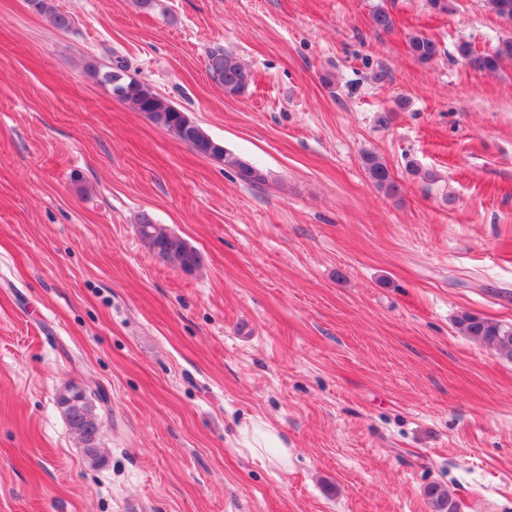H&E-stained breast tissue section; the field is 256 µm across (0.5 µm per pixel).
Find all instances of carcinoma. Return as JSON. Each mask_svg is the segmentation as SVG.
<instances>
[{
  "mask_svg": "<svg viewBox=\"0 0 512 512\" xmlns=\"http://www.w3.org/2000/svg\"><path fill=\"white\" fill-rule=\"evenodd\" d=\"M29 2L53 27L59 30L72 27V17L59 11L52 0ZM487 3L497 17L512 23V0H487ZM371 22L377 31L390 32L395 27L394 15L384 6H378L372 11ZM408 44L412 56L422 64H429L440 55L439 44L422 33L410 36ZM457 53L471 69L494 72L504 63L512 62V37L498 40L490 51L484 53L475 51L470 43L462 41L457 45ZM115 68L122 72L125 83V92L120 102L136 112L148 115L156 125L172 132L196 153L235 169L242 180L253 183L262 180V174L257 168L235 157L223 147L222 142L212 138L199 124L194 122L185 125V117L178 108L155 93L147 83L129 76L123 64L113 68L103 67L93 58L85 63L87 74L101 84L107 83V74ZM207 71L213 81L224 89V94L229 96L245 94L254 82L252 71L233 53L222 48H215L208 53ZM362 162L369 180L377 189L389 195L398 192V184L393 180L387 164L378 155L365 152ZM136 229L143 245L163 263L186 274L202 266L203 258L194 247L162 225L154 223L149 214L139 215ZM459 326L466 335L475 338L487 349L512 360V327L472 314L462 315ZM57 406L71 433L83 445L86 456L91 462H97L101 424L97 405L76 386L70 385L59 394ZM426 496L431 512H459L456 500L438 485L430 486Z\"/></svg>",
  "mask_w": 512,
  "mask_h": 512,
  "instance_id": "obj_1",
  "label": "carcinoma"
}]
</instances>
